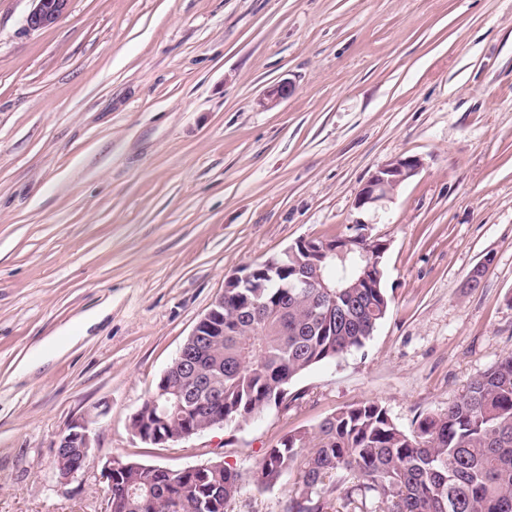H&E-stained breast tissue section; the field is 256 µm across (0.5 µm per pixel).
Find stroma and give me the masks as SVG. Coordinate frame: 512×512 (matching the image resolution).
<instances>
[{
    "label": "stroma",
    "instance_id": "stroma-1",
    "mask_svg": "<svg viewBox=\"0 0 512 512\" xmlns=\"http://www.w3.org/2000/svg\"><path fill=\"white\" fill-rule=\"evenodd\" d=\"M30 9L0 0V512H106L113 456L247 474L360 401L408 431L512 353V0H71L39 30ZM400 156L419 172L357 208ZM361 232L390 299L363 349L303 373L288 408L169 447L132 435L229 275ZM76 418L94 450L63 484ZM294 482L227 512H285ZM92 442L89 421L84 418L73 420L55 442V468L62 483L86 469Z\"/></svg>",
    "mask_w": 512,
    "mask_h": 512
}]
</instances>
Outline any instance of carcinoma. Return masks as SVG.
Masks as SVG:
<instances>
[{"instance_id":"carcinoma-1","label":"carcinoma","mask_w":512,"mask_h":512,"mask_svg":"<svg viewBox=\"0 0 512 512\" xmlns=\"http://www.w3.org/2000/svg\"><path fill=\"white\" fill-rule=\"evenodd\" d=\"M251 264L245 286L227 279L224 337L211 341L199 373L170 369L166 387L190 395L199 422L246 421L299 399L292 383L312 367L365 347L389 298L374 250L336 239L346 260H327L322 288L291 287L275 267L307 262L301 245ZM296 482L287 512H512V354L473 377L439 413L410 431L377 401L347 405L312 430L290 431L250 475L258 491ZM242 477L225 463L195 473L127 465L112 477V512H225Z\"/></svg>"}]
</instances>
